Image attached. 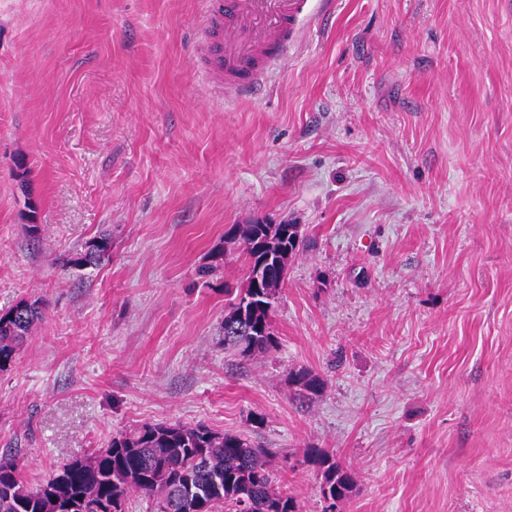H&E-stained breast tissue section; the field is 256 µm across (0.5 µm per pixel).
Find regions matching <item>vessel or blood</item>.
Wrapping results in <instances>:
<instances>
[{"instance_id":"b4317fda","label":"vessel or blood","mask_w":512,"mask_h":512,"mask_svg":"<svg viewBox=\"0 0 512 512\" xmlns=\"http://www.w3.org/2000/svg\"><path fill=\"white\" fill-rule=\"evenodd\" d=\"M310 0H204L203 75L225 96L245 99L265 85L270 64L295 43Z\"/></svg>"}]
</instances>
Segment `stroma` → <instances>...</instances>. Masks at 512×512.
I'll return each mask as SVG.
<instances>
[{
	"label": "stroma",
	"instance_id": "stroma-1",
	"mask_svg": "<svg viewBox=\"0 0 512 512\" xmlns=\"http://www.w3.org/2000/svg\"><path fill=\"white\" fill-rule=\"evenodd\" d=\"M311 8L263 94L226 100L201 0H0V312L43 305L0 371V454L29 486L179 422L270 448L301 512L326 507L308 448L356 476L337 512H512V0ZM257 220L304 247L243 359L225 235ZM112 252V241L109 237L100 236L89 242L85 249L77 252L68 260V263L74 267H83L85 265H96L101 260L109 258Z\"/></svg>",
	"mask_w": 512,
	"mask_h": 512
}]
</instances>
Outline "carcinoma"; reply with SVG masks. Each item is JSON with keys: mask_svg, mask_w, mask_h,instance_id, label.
<instances>
[{"mask_svg": "<svg viewBox=\"0 0 512 512\" xmlns=\"http://www.w3.org/2000/svg\"><path fill=\"white\" fill-rule=\"evenodd\" d=\"M230 240L247 267L259 259L258 240L283 264L303 243L296 224H236ZM112 241L101 236L68 260L74 267L96 265L110 256ZM280 285L245 288L230 303L224 326L238 323L240 334L224 333V351L242 358L262 354L275 344L271 315ZM41 317L37 302H21L0 315V370L9 367ZM293 384L312 395L324 381L306 369L293 373ZM269 452L240 434L220 433L202 425L145 424L112 438L108 447L63 464L45 483L32 488L20 475L17 455L0 468V512H125L138 493L155 503V512H299L294 497L275 486ZM304 456L321 472L320 491L329 509L347 499L356 485L354 472L322 448Z\"/></svg>", "mask_w": 512, "mask_h": 512, "instance_id": "obj_1", "label": "carcinoma"}]
</instances>
